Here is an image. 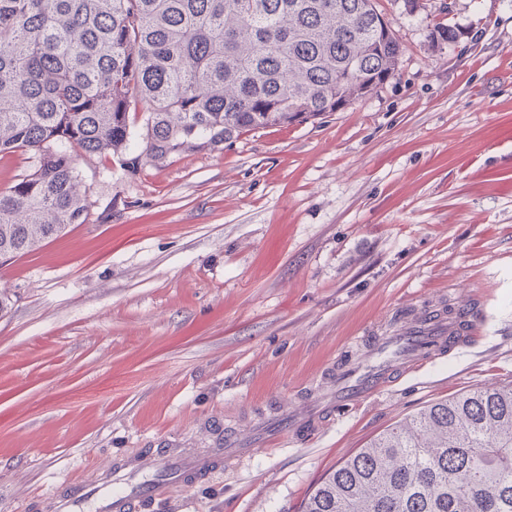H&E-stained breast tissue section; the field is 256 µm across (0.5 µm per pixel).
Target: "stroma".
Wrapping results in <instances>:
<instances>
[{
    "label": "stroma",
    "instance_id": "obj_1",
    "mask_svg": "<svg viewBox=\"0 0 512 512\" xmlns=\"http://www.w3.org/2000/svg\"><path fill=\"white\" fill-rule=\"evenodd\" d=\"M420 3L378 0L401 62L342 111L132 174L78 159L84 223L0 260V512L287 413L424 300L477 302L483 340L144 512H301L398 422L512 382V0Z\"/></svg>",
    "mask_w": 512,
    "mask_h": 512
}]
</instances>
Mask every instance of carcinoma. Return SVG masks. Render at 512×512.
I'll return each instance as SVG.
<instances>
[{
    "mask_svg": "<svg viewBox=\"0 0 512 512\" xmlns=\"http://www.w3.org/2000/svg\"><path fill=\"white\" fill-rule=\"evenodd\" d=\"M380 15L375 0H0V154L36 158L0 190V258L83 223L78 154L133 174L371 94L403 54ZM302 512H512V383L424 408Z\"/></svg>",
    "mask_w": 512,
    "mask_h": 512,
    "instance_id": "1",
    "label": "carcinoma"
}]
</instances>
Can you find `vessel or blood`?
Returning <instances> with one entry per match:
<instances>
[{"mask_svg":"<svg viewBox=\"0 0 512 512\" xmlns=\"http://www.w3.org/2000/svg\"><path fill=\"white\" fill-rule=\"evenodd\" d=\"M480 314L470 304L457 307L454 315L421 307L406 317L388 336L367 349L365 359L339 367L329 397H311L288 416V433L312 436L326 419L358 404L386 386L399 373L447 356L475 341L480 332ZM275 437L267 423H260L250 435L229 431L224 436L223 456H199L178 448L157 453L156 461L166 463L163 482H144L140 475L146 463L140 459H114L89 480L64 483L46 501V512H83L92 503L98 512H138L146 498L159 495L163 485L183 484L190 477L217 473L220 466H234L256 448L268 447Z\"/></svg>","mask_w":512,"mask_h":512,"instance_id":"vessel-or-blood-1","label":"vessel or blood"}]
</instances>
